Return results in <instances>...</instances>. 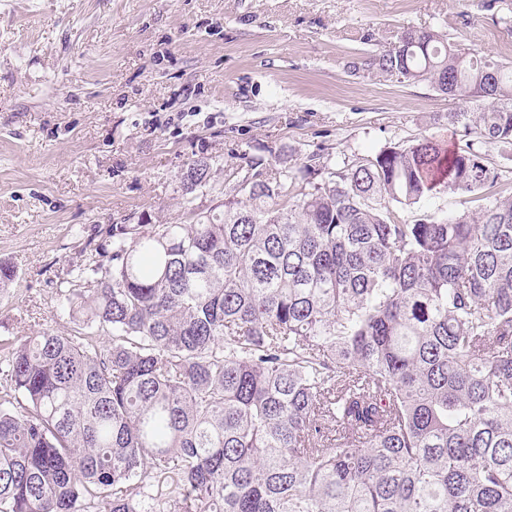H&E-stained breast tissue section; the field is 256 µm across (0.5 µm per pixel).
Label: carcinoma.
<instances>
[{"label":"carcinoma","instance_id":"1","mask_svg":"<svg viewBox=\"0 0 512 512\" xmlns=\"http://www.w3.org/2000/svg\"><path fill=\"white\" fill-rule=\"evenodd\" d=\"M363 66L463 100L458 144L252 157L208 208L202 157L186 221L108 225L77 330L0 341V512H512V63L408 28ZM440 185L484 204L401 217Z\"/></svg>","mask_w":512,"mask_h":512}]
</instances>
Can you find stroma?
I'll return each instance as SVG.
<instances>
[{"mask_svg": "<svg viewBox=\"0 0 512 512\" xmlns=\"http://www.w3.org/2000/svg\"><path fill=\"white\" fill-rule=\"evenodd\" d=\"M512 61V0H0V339L73 326L59 285L110 224H174L180 174L432 137L462 101L352 65L406 28ZM441 187L405 219L476 209Z\"/></svg>", "mask_w": 512, "mask_h": 512, "instance_id": "1", "label": "stroma"}]
</instances>
